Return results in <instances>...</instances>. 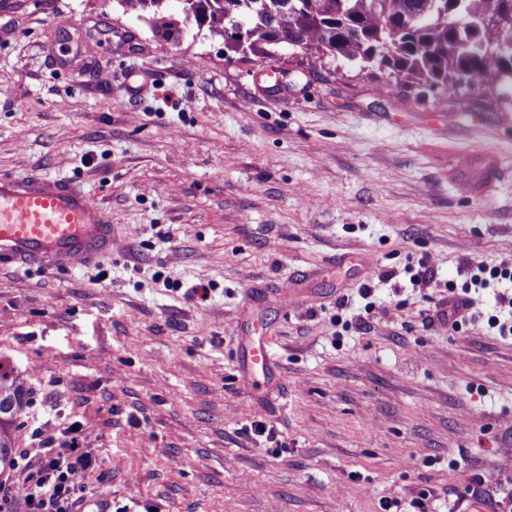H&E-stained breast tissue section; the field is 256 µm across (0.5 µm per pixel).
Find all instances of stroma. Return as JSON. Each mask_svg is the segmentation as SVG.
<instances>
[{
	"mask_svg": "<svg viewBox=\"0 0 512 512\" xmlns=\"http://www.w3.org/2000/svg\"><path fill=\"white\" fill-rule=\"evenodd\" d=\"M282 60L276 89L205 28L173 44L116 0H0V174L74 181L118 241L0 264V356L46 436L76 421L103 449L101 508L492 512L512 496L498 291L458 329L428 317L467 260L512 262V99ZM258 336L273 368L249 381Z\"/></svg>",
	"mask_w": 512,
	"mask_h": 512,
	"instance_id": "obj_1",
	"label": "stroma"
}]
</instances>
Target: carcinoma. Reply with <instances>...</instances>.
Wrapping results in <instances>:
<instances>
[{
  "instance_id": "carcinoma-1",
  "label": "carcinoma",
  "mask_w": 512,
  "mask_h": 512,
  "mask_svg": "<svg viewBox=\"0 0 512 512\" xmlns=\"http://www.w3.org/2000/svg\"><path fill=\"white\" fill-rule=\"evenodd\" d=\"M147 13L153 33L178 40L192 23L224 38V56L278 62L280 39L298 54L389 66L406 83L493 87L512 81V0H117ZM28 390L0 361V469L14 462V429Z\"/></svg>"
}]
</instances>
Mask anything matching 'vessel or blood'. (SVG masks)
I'll return each mask as SVG.
<instances>
[{"label": "vessel or blood", "mask_w": 512, "mask_h": 512, "mask_svg": "<svg viewBox=\"0 0 512 512\" xmlns=\"http://www.w3.org/2000/svg\"><path fill=\"white\" fill-rule=\"evenodd\" d=\"M108 213L72 184L0 176V263L57 269L112 255Z\"/></svg>", "instance_id": "vessel-or-blood-1"}]
</instances>
